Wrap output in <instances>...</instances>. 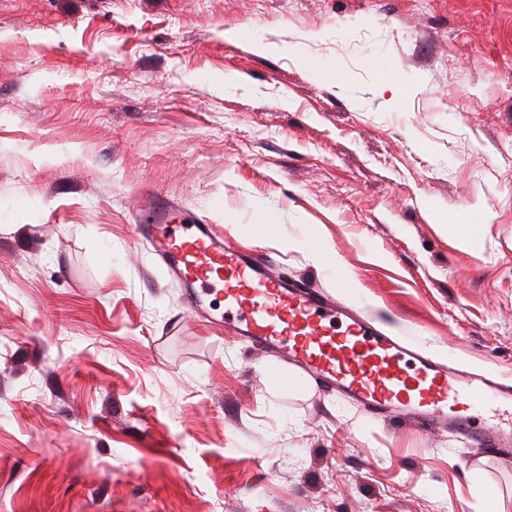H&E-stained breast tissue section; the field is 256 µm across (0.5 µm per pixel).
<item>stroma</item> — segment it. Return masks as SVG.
<instances>
[{
	"label": "stroma",
	"mask_w": 512,
	"mask_h": 512,
	"mask_svg": "<svg viewBox=\"0 0 512 512\" xmlns=\"http://www.w3.org/2000/svg\"><path fill=\"white\" fill-rule=\"evenodd\" d=\"M146 190L512 381V0H0V512H512V459L205 323Z\"/></svg>",
	"instance_id": "1"
}]
</instances>
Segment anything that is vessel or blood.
<instances>
[{
	"label": "vessel or blood",
	"instance_id": "b4317fda",
	"mask_svg": "<svg viewBox=\"0 0 512 512\" xmlns=\"http://www.w3.org/2000/svg\"><path fill=\"white\" fill-rule=\"evenodd\" d=\"M167 212L157 200L138 231L180 282L189 308L211 315L210 295L223 296L220 322L257 352L285 359L290 383L339 393L372 417L512 454L511 388L435 363L321 290L289 283L213 225L172 222Z\"/></svg>",
	"mask_w": 512,
	"mask_h": 512
}]
</instances>
